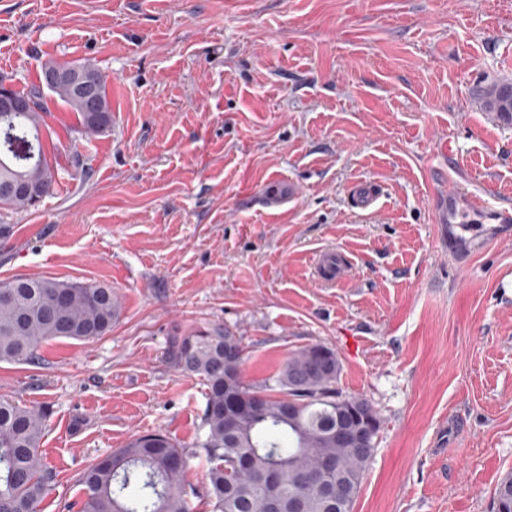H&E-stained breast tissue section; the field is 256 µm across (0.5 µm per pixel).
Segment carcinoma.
Wrapping results in <instances>:
<instances>
[{
  "label": "carcinoma",
  "mask_w": 512,
  "mask_h": 512,
  "mask_svg": "<svg viewBox=\"0 0 512 512\" xmlns=\"http://www.w3.org/2000/svg\"><path fill=\"white\" fill-rule=\"evenodd\" d=\"M51 92L77 114L89 133L112 124L105 112L86 111L66 84ZM20 98L35 109L0 119V208L28 209L30 196L10 191L27 182L50 193L56 169L47 159L41 133L48 111L43 91ZM483 107L512 120V83L481 91ZM119 301L106 285L51 277L17 278L0 288V362L34 364L51 340L92 341L112 329ZM321 344L291 357L263 394L241 376L238 336L216 326L168 336L166 362L199 376L207 386L196 451L159 432L140 434L98 457L81 473L78 512H193L184 483L190 458L208 463L206 498L211 512H352L375 448L336 441L338 426L372 425L377 413L363 398L345 396L336 378L308 371ZM49 408L21 406L0 398V512H42L56 474L43 461L42 440ZM501 512H512V474L497 484Z\"/></svg>",
  "instance_id": "obj_1"
}]
</instances>
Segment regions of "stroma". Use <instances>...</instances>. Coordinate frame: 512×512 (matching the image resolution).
Returning <instances> with one entry per match:
<instances>
[{
	"label": "stroma",
	"mask_w": 512,
	"mask_h": 512,
	"mask_svg": "<svg viewBox=\"0 0 512 512\" xmlns=\"http://www.w3.org/2000/svg\"><path fill=\"white\" fill-rule=\"evenodd\" d=\"M105 77L114 122L84 132L54 95L58 170L0 209V282L112 288L101 339L0 362V396L50 409L44 512L146 431L190 447L207 388L167 336L223 325L260 385L311 344L381 425L353 512H495L512 473V223L443 224L458 186L512 205V122L479 93L512 82V0H0V79L52 62ZM368 182L372 209L352 193ZM340 252L344 275L317 278Z\"/></svg>",
	"instance_id": "obj_1"
}]
</instances>
